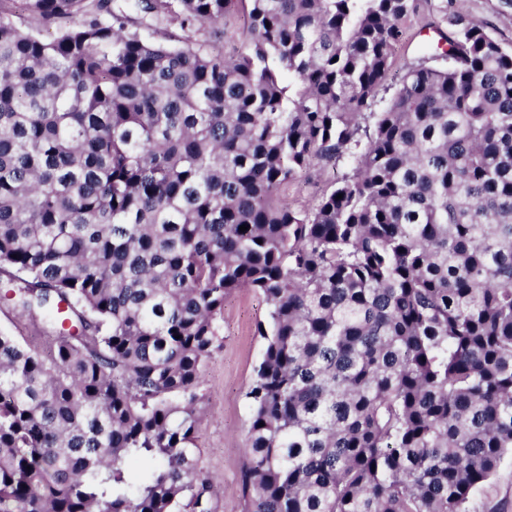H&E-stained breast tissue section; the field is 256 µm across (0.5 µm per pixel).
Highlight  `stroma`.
<instances>
[{"mask_svg":"<svg viewBox=\"0 0 512 512\" xmlns=\"http://www.w3.org/2000/svg\"><path fill=\"white\" fill-rule=\"evenodd\" d=\"M347 163L311 168L288 190L289 199H313L337 177L349 172ZM269 307L256 291H237L224 302L222 343L203 367L204 415L198 433L199 466L221 485L215 512H247L241 488L247 462L248 402L245 393L260 362L264 342L256 333ZM470 512H512V457H506L491 481L475 492Z\"/></svg>","mask_w":512,"mask_h":512,"instance_id":"35a3bbf8","label":"stroma"}]
</instances>
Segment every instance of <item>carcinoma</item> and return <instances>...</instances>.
Instances as JSON below:
<instances>
[{
  "mask_svg": "<svg viewBox=\"0 0 512 512\" xmlns=\"http://www.w3.org/2000/svg\"><path fill=\"white\" fill-rule=\"evenodd\" d=\"M23 2L0 299L55 336L0 333V512H213L201 369L242 288L269 305L248 512H469L512 455V46L465 0ZM241 8L239 54L195 38ZM349 171L350 166L345 162L339 163L336 168L327 164L311 168L288 189V199H313L337 177Z\"/></svg>",
  "mask_w": 512,
  "mask_h": 512,
  "instance_id": "obj_1",
  "label": "carcinoma"
}]
</instances>
